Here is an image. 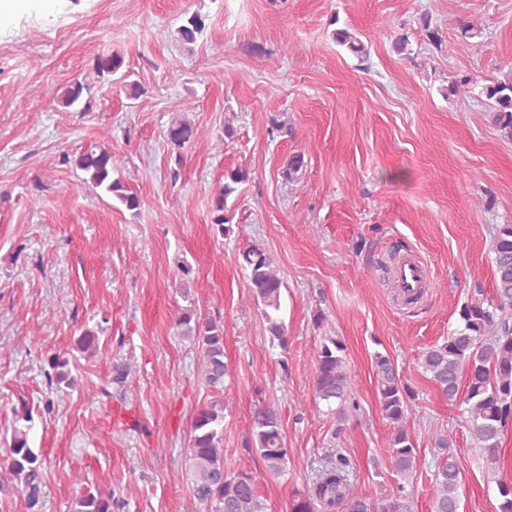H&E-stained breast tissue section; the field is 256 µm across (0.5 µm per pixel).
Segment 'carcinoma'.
I'll list each match as a JSON object with an SVG mask.
<instances>
[{
  "label": "carcinoma",
  "mask_w": 512,
  "mask_h": 512,
  "mask_svg": "<svg viewBox=\"0 0 512 512\" xmlns=\"http://www.w3.org/2000/svg\"><path fill=\"white\" fill-rule=\"evenodd\" d=\"M203 30L196 15L187 18L178 30L179 38L193 43ZM333 37L359 57L367 55L362 40L348 29H337ZM124 60L117 56H99L95 70L105 79L116 75ZM84 85L74 83L63 93L48 92V104L65 108L76 105ZM478 93L484 98L486 114L500 135L512 141V70L487 84L470 78L448 81L447 98L459 94ZM196 130L190 123L176 121L168 129V139L182 149L194 141ZM121 158L112 150L95 146L79 154L74 165L84 173L81 184L117 199L129 211L138 212L144 200L128 190L114 177ZM229 182L219 187L214 198L216 216L213 224L219 233L229 218L224 215L227 197L234 191L230 183L247 179V172L236 169L227 173ZM491 249L494 254L495 297L492 301L470 300L458 311L459 325L440 344L428 348L420 357L425 373L450 402L464 405L467 423L478 447L488 459L495 460L500 436L512 425V224L493 227ZM248 271L249 288L266 330L281 347H286L285 327L279 316L283 279L273 260L259 249L243 253ZM181 335L198 344L201 353V372L208 387L221 390L229 373L224 361L223 323L198 315L192 309L184 310L176 318ZM84 352L96 354L98 332L87 328L77 340ZM344 347L336 339H326L318 351L313 375L314 396L332 407L336 420H348L347 407L351 400L354 376L347 368ZM46 372L48 386H72L70 360L58 354L48 359ZM374 366L377 377L378 399L384 419L394 425L390 442V460L398 483L377 504H370L357 495L350 478L348 461L340 453L328 458L318 469L303 498L292 507V512H411L404 483L417 470L418 448L409 434L405 420L413 412L415 396L402 385L394 361L389 355L376 353ZM465 390H460V384ZM35 419L26 405L15 412V424L10 439L9 470L22 478L23 489L30 509L40 503L42 459L29 444V432ZM251 444L260 454L267 472L272 476L284 474L288 468V448L285 446L279 414L272 407L255 412L251 426ZM441 460L434 473L432 490L434 512H459L460 480L453 456L446 453L448 437L434 438ZM189 471L193 497L205 506L206 512H267L265 499L260 495L256 478L249 472L224 469V404L212 402L199 409L192 422L189 444ZM120 507L110 492L87 491L74 503L73 512H113Z\"/></svg>",
  "instance_id": "carcinoma-1"
}]
</instances>
